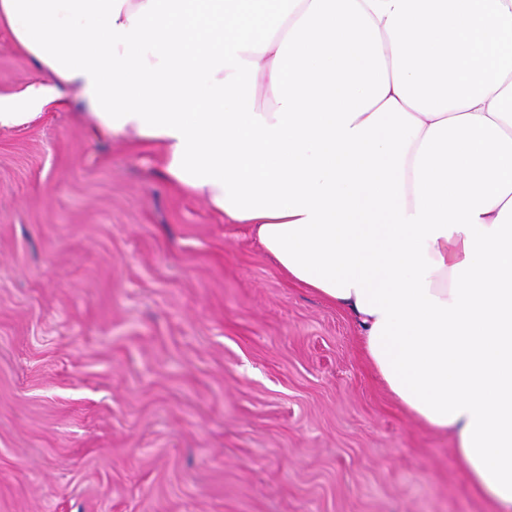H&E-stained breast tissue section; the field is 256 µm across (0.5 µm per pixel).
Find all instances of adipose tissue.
Returning a JSON list of instances; mask_svg holds the SVG:
<instances>
[{
    "instance_id": "adipose-tissue-1",
    "label": "adipose tissue",
    "mask_w": 512,
    "mask_h": 512,
    "mask_svg": "<svg viewBox=\"0 0 512 512\" xmlns=\"http://www.w3.org/2000/svg\"><path fill=\"white\" fill-rule=\"evenodd\" d=\"M102 132L253 225L403 408L512 512V0H0Z\"/></svg>"
}]
</instances>
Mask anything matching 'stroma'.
Wrapping results in <instances>:
<instances>
[{"label": "stroma", "instance_id": "1", "mask_svg": "<svg viewBox=\"0 0 512 512\" xmlns=\"http://www.w3.org/2000/svg\"><path fill=\"white\" fill-rule=\"evenodd\" d=\"M40 75L0 29V101ZM343 311L98 135L0 127V512H488Z\"/></svg>", "mask_w": 512, "mask_h": 512}]
</instances>
